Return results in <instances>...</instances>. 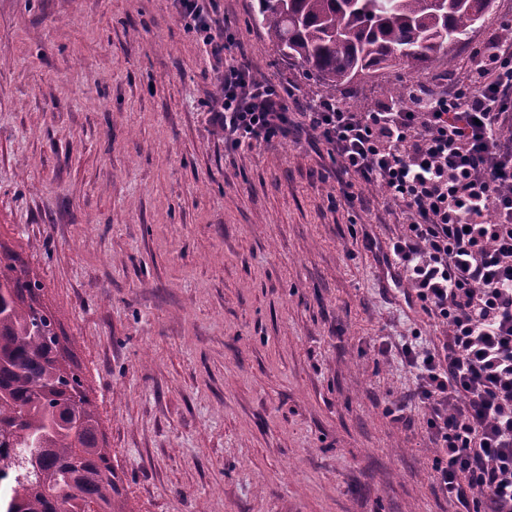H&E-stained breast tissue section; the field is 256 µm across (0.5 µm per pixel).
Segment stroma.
Masks as SVG:
<instances>
[{
  "instance_id": "stroma-1",
  "label": "stroma",
  "mask_w": 512,
  "mask_h": 512,
  "mask_svg": "<svg viewBox=\"0 0 512 512\" xmlns=\"http://www.w3.org/2000/svg\"><path fill=\"white\" fill-rule=\"evenodd\" d=\"M210 0L225 54L321 90ZM512 27L495 0L453 73ZM173 0H0V242L61 314L134 512H455L402 346L444 326L381 262L405 216L307 142L234 148ZM398 67L337 91L395 103ZM404 403L410 425L386 409Z\"/></svg>"
}]
</instances>
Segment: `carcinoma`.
I'll use <instances>...</instances> for the list:
<instances>
[{"mask_svg":"<svg viewBox=\"0 0 512 512\" xmlns=\"http://www.w3.org/2000/svg\"><path fill=\"white\" fill-rule=\"evenodd\" d=\"M493 0H258L253 23L332 96L401 65L447 68ZM20 254L0 249V512H134L58 317Z\"/></svg>","mask_w":512,"mask_h":512,"instance_id":"carcinoma-1","label":"carcinoma"}]
</instances>
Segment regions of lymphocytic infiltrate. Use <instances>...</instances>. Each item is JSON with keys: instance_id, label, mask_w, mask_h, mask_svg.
<instances>
[{"instance_id": "lymphocytic-infiltrate-1", "label": "lymphocytic infiltrate", "mask_w": 512, "mask_h": 512, "mask_svg": "<svg viewBox=\"0 0 512 512\" xmlns=\"http://www.w3.org/2000/svg\"><path fill=\"white\" fill-rule=\"evenodd\" d=\"M221 59L199 0H174ZM512 48L492 44L453 91L409 85L410 104L354 112L320 96L290 118V87L225 63L214 117L232 147L315 135L340 172L380 186L406 216L384 254L409 299L448 327L439 345L404 349L428 411L437 492L459 512H512Z\"/></svg>"}]
</instances>
